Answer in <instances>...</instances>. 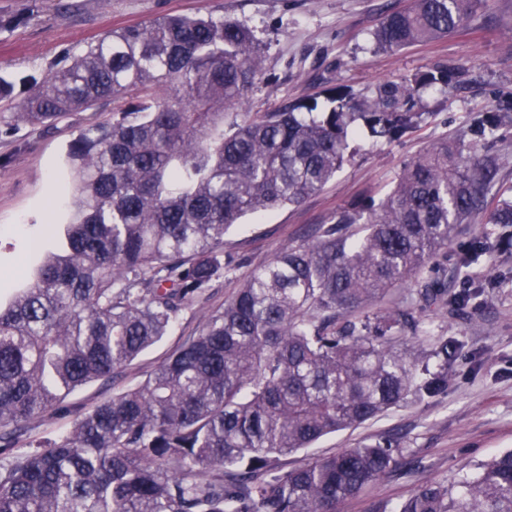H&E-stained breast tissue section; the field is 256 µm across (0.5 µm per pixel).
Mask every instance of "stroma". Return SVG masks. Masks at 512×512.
Masks as SVG:
<instances>
[{
    "mask_svg": "<svg viewBox=\"0 0 512 512\" xmlns=\"http://www.w3.org/2000/svg\"><path fill=\"white\" fill-rule=\"evenodd\" d=\"M410 0H0V71L42 78L67 50H80L105 32L168 14H200L238 21L251 29L264 58L261 78L244 111L272 112L283 104L322 97L343 86L360 93L437 64L453 77L451 88L421 93L420 127L392 142H353L354 156L318 194L299 205L247 215L224 235L232 266L175 321L167 336L122 368L112 382L90 383L69 394L60 411L32 416L19 450L68 433L75 416L113 393L141 382L186 337L204 329L253 270L288 245L311 239L336 210L367 196L381 197L402 164L431 143L467 133L475 112L512 99V0H486L458 33L428 45L394 52L377 50L372 34L387 11ZM72 112L52 129L10 125L0 112V298L25 287L28 274L55 247L70 211L55 189L69 172L65 153L85 125L112 116ZM478 227L461 225L447 255L426 271L425 281L451 290L471 278L481 294L464 315H430L434 336L461 345L448 368V390L412 400L355 428L327 435L289 456V466L397 434L403 459L384 479L340 503L336 512H372L396 506L424 481L449 482L490 456L512 450V227H497L490 249L468 257Z\"/></svg>",
    "mask_w": 512,
    "mask_h": 512,
    "instance_id": "obj_1",
    "label": "stroma"
}]
</instances>
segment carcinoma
<instances>
[{"instance_id":"obj_1","label":"carcinoma","mask_w":512,"mask_h":512,"mask_svg":"<svg viewBox=\"0 0 512 512\" xmlns=\"http://www.w3.org/2000/svg\"><path fill=\"white\" fill-rule=\"evenodd\" d=\"M484 0H411L373 32L396 51L459 31ZM263 73L252 32L175 14L115 29L65 53L20 93L0 78L13 122L50 127L118 103L69 143L72 209L61 252L0 302V512H336L402 455L390 435L292 469L322 436L448 390L460 349L437 339L422 364L427 313L462 311L479 291L424 284L412 306H385L418 282L458 226H512V186L481 154L512 105L476 113L471 139L431 144L380 204L336 211L315 240L286 247L138 385L14 452L30 417L160 341L224 273V231L247 214L298 205L352 157L360 136L417 129L416 98L448 87L436 66L353 94L245 113ZM395 512H512V451L443 484L428 480Z\"/></svg>"}]
</instances>
